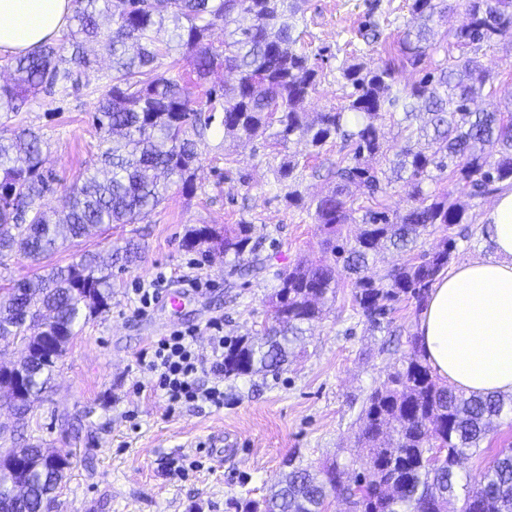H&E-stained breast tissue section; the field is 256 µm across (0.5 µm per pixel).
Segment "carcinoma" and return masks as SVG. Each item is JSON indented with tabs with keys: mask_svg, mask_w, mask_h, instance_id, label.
I'll use <instances>...</instances> for the list:
<instances>
[{
	"mask_svg": "<svg viewBox=\"0 0 512 512\" xmlns=\"http://www.w3.org/2000/svg\"><path fill=\"white\" fill-rule=\"evenodd\" d=\"M306 0H75L65 43L44 45L11 58L10 81L0 84V112H18L29 98L57 86L79 90L90 84L85 43L94 41L112 62V75L98 87L94 122L101 134L104 171L83 175L61 211L46 209L56 176L45 169L47 140L41 129L0 128V258L15 254L34 263L68 243L98 234L110 224H138L165 200L172 184L191 196L200 145L213 124L224 137L252 139L275 126L274 143L297 138L315 153L342 139L340 156L328 170L331 189L312 200L314 218L326 235L330 257L297 264L277 274L271 298L272 325L261 336L224 343V374L277 372L288 363L306 327L336 298L340 272L351 278L353 308L379 328L403 302L422 307L434 282L452 259L455 240L442 237L430 252L415 253L425 234L448 231L467 220L470 200L512 187V90H500L481 67L477 53L512 33V0H465L467 22L448 33L459 50L411 88L395 87L400 67L417 69L432 47L433 25L448 10L445 0H412L411 21L376 66L352 63L343 77L355 92L346 104L306 119L319 69L311 62L299 24ZM220 27L216 45L211 32ZM70 50V58L64 51ZM74 62L83 74L67 67ZM219 85L196 97L216 70ZM499 97L492 111L475 107ZM420 113L424 123L408 133L389 171L369 160L384 155V116ZM448 179L458 190L429 192L425 181ZM394 181L413 201L402 215L378 201ZM375 202L362 212L354 193ZM190 249L218 251L253 262L242 275L265 268L262 241L253 225L222 231L200 227L184 241ZM403 256L382 274L370 261L382 250ZM139 258L129 242L111 255L124 265ZM111 267L93 253L0 289V338L27 344L17 361L28 397L10 393L0 401L22 428L34 404L43 401L74 327L109 309ZM383 385L367 398L359 417L358 441L370 479L344 483L337 464L320 471L294 468L245 512H326L328 498L351 512H512V448L501 449L480 479L462 480L460 462L486 439L495 419L512 418V396H467L439 382L419 338ZM19 464L39 467L25 494L13 493V476L0 469V512H49L66 468L54 453L28 438L16 442Z\"/></svg>",
	"mask_w": 512,
	"mask_h": 512,
	"instance_id": "obj_1",
	"label": "carcinoma"
}]
</instances>
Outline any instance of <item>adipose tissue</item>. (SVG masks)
<instances>
[{
    "label": "adipose tissue",
    "instance_id": "obj_1",
    "mask_svg": "<svg viewBox=\"0 0 512 512\" xmlns=\"http://www.w3.org/2000/svg\"><path fill=\"white\" fill-rule=\"evenodd\" d=\"M71 0H0V55L53 42ZM484 220L492 253L452 267L431 289L417 332L436 376L468 395L512 394V189Z\"/></svg>",
    "mask_w": 512,
    "mask_h": 512
}]
</instances>
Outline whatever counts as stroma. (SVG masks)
<instances>
[{
    "label": "stroma",
    "instance_id": "obj_1",
    "mask_svg": "<svg viewBox=\"0 0 512 512\" xmlns=\"http://www.w3.org/2000/svg\"><path fill=\"white\" fill-rule=\"evenodd\" d=\"M411 3L307 0L304 39L332 53L308 112L345 103L350 88L342 64L386 57L411 19ZM368 22L381 32L370 44L358 35ZM97 97L92 85L70 94L42 93L21 112L0 114V124L39 126L49 136L47 166L58 178L46 199L49 207L62 208L73 183L99 164L100 135L92 121ZM339 148L330 142L311 155L294 140L283 146L266 134L228 140L221 127H213L201 148L193 196L172 187L143 222L106 226L102 235L53 256V263L64 266L87 250L104 256L130 239L141 246L135 263L113 266L109 310L76 327L51 392L28 416L26 435L71 458L55 512H237V505L261 501L292 463L316 471L335 461L349 472L362 471L357 418L371 391L409 349L418 321L414 303L399 305L390 329L373 328L353 310L349 281L341 279L335 303L312 323L288 366L275 374L226 378L220 408L199 401L168 410L152 373L138 363L143 349L176 329H197L196 346L206 351L210 323H221L225 337L233 339L258 335L270 325L276 270L322 254L312 212L288 206L275 173L296 161L293 187L311 202L328 189L317 173L336 160ZM494 201L491 195L471 201L453 263L489 254L483 216ZM227 224L254 225L264 237L265 271L243 277L223 257L184 247L192 228ZM160 274L173 288L184 275L201 276L209 286L177 315L157 304L137 313V288ZM216 435L238 446L237 455L220 466L210 453ZM508 446L512 421H496L462 472L478 477ZM175 463L184 468L181 476L171 473Z\"/></svg>",
    "mask_w": 512,
    "mask_h": 512
}]
</instances>
